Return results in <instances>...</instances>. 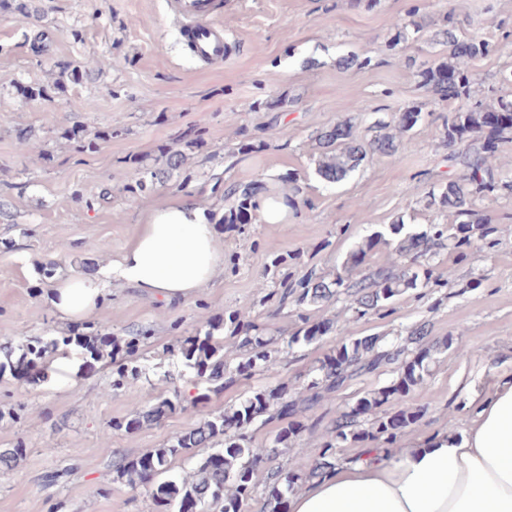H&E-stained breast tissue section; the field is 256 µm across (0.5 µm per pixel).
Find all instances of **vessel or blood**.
<instances>
[{"instance_id": "b4317fda", "label": "vessel or blood", "mask_w": 512, "mask_h": 512, "mask_svg": "<svg viewBox=\"0 0 512 512\" xmlns=\"http://www.w3.org/2000/svg\"><path fill=\"white\" fill-rule=\"evenodd\" d=\"M171 16L201 69L221 65L230 54L221 16L222 0H168Z\"/></svg>"}]
</instances>
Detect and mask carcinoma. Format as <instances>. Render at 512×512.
<instances>
[{"label": "carcinoma", "mask_w": 512, "mask_h": 512, "mask_svg": "<svg viewBox=\"0 0 512 512\" xmlns=\"http://www.w3.org/2000/svg\"><path fill=\"white\" fill-rule=\"evenodd\" d=\"M420 10L421 5L414 3L406 11L409 22L400 17L395 20V33L388 39L386 50L400 53L401 44L408 41V26H413L416 34L424 29L423 23L415 20ZM457 29L455 15L445 13L442 35L448 44V56L434 55L431 63L419 72L422 86L448 101V112L440 115L444 142L450 150L448 161L462 169L460 177L448 179L430 194L428 207L452 213L455 222H432L417 232L407 229L404 216L399 215L389 224L390 233L375 231L353 250L341 272L323 275L310 269L299 276L290 273L272 283L265 278L258 280L259 290L271 288L266 299L277 300L272 315L285 310L295 314V327L288 334L286 346L272 348L273 339L266 336L259 314L251 318L231 311L224 315L222 324L202 317L195 333L180 348L183 366L194 376L196 395L188 399L176 388L172 396L164 395L152 406L136 412L126 422V429L158 424L166 415L184 408L186 401L196 406L213 394L223 393L227 374L233 381L252 379L275 369L280 354L297 344H310L331 330V322L311 320V307H329L342 300L344 311L354 322L375 316L386 318L394 313V302L404 294L415 291L417 297L423 298L428 291L448 287L449 279L438 274L433 265L440 250H450L454 262L463 264L497 247L485 202L499 191L512 195V173L498 154L500 144L512 141V97H500L492 108L471 97L475 77L472 62L495 52L496 45L479 34L461 39ZM422 120L419 109L407 106L390 121L374 122V135L370 137L360 134L349 119L321 129L315 135L319 148L316 174L329 184L344 181L372 157L396 154L404 136ZM237 135L238 140L228 150L230 156L249 155L264 147V142L245 127L239 128ZM199 144L200 137H186L178 149L163 153L162 168L150 172V179L140 178L127 186L128 191L151 194L175 176L189 179V159ZM299 180L298 174L288 173V203L309 207V200L300 197ZM264 192L266 187L260 180L224 183L222 223L244 230L259 211ZM380 247L387 251L386 262L374 263L371 254ZM430 333L429 324L424 322L410 331L406 344L391 348L380 346L378 336H349L324 356L307 382L294 388L283 382L270 390H253L237 406L207 413L196 427L175 436L164 447L122 459L115 468L117 477L133 488H150L157 512H169L173 504L181 512L196 505L204 512L212 508L219 512H246L249 501L255 498L260 464L277 460L280 448L288 447L292 439L312 430L309 414L318 406L323 393L335 392L346 382L382 367L395 366L397 379L392 384L363 392L352 407L336 415L323 441L325 452L320 459L306 465L279 464L268 469L262 512H286L288 497L299 482L314 480L335 468L331 449L368 439L389 449L399 433L420 420L426 408L410 406L404 398L425 387L431 352L452 346L450 338L426 341ZM226 337L235 340L239 349L238 361L233 366L224 359ZM410 344L418 345V351L411 355ZM137 352L136 342L122 345L107 331V326L90 324L86 332L48 342L29 340L21 345L19 354L13 344L0 343V376L6 372L14 376L19 367L35 366L46 380L51 358L67 359L75 354L84 365L110 362L112 390L118 391L142 373ZM387 404L393 406V411L378 413ZM365 415L372 416L368 428L363 427ZM258 420L263 424L273 420L284 423L269 448L253 446L249 429ZM218 438L222 439L223 447L201 457L193 476H168L177 457L193 448L209 449Z\"/></svg>", "instance_id": "obj_1"}]
</instances>
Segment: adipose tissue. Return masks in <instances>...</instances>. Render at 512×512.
<instances>
[{
    "instance_id": "1",
    "label": "adipose tissue",
    "mask_w": 512,
    "mask_h": 512,
    "mask_svg": "<svg viewBox=\"0 0 512 512\" xmlns=\"http://www.w3.org/2000/svg\"><path fill=\"white\" fill-rule=\"evenodd\" d=\"M222 267L213 224L194 203L151 206L132 245L108 269L57 281V318L94 314L111 280L177 303ZM288 512H512V375L497 381L463 433L445 431L393 455L368 449L290 496Z\"/></svg>"
}]
</instances>
